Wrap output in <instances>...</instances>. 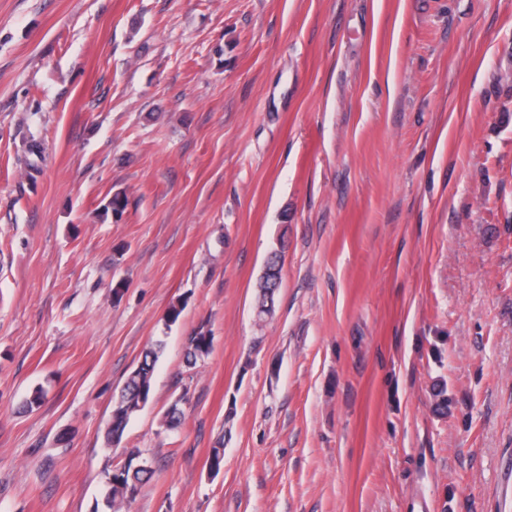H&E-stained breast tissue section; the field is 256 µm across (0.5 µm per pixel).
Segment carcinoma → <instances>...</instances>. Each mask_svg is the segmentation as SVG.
I'll return each instance as SVG.
<instances>
[{
	"label": "carcinoma",
	"mask_w": 512,
	"mask_h": 512,
	"mask_svg": "<svg viewBox=\"0 0 512 512\" xmlns=\"http://www.w3.org/2000/svg\"><path fill=\"white\" fill-rule=\"evenodd\" d=\"M128 206V197L125 192L117 191L112 194L108 201L99 211V218L103 221L116 213L123 215ZM278 265V253H273L267 260L264 269V287L259 289L256 303V312L259 317L270 316L274 312L275 294L280 282L276 281L274 269ZM212 347L211 338L206 332L200 330L186 340L185 357L190 365H195L198 360L210 353ZM164 344L158 340L147 349L141 362L133 370L121 391L119 398L115 401L112 410V423L107 432V440L110 443L121 441L124 429L130 419L140 410V403L148 401L152 389V376L156 363L162 353ZM124 474L123 483L108 487L109 498L107 505L115 507L117 504L134 497L139 486L149 479L152 474L147 460L143 457L140 449L133 448L128 451V460L121 466Z\"/></svg>",
	"instance_id": "1"
}]
</instances>
